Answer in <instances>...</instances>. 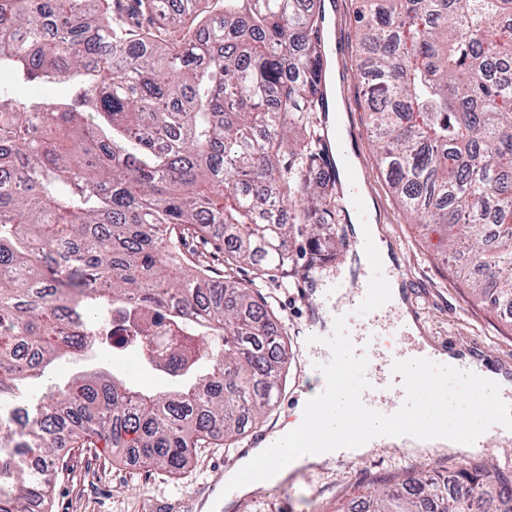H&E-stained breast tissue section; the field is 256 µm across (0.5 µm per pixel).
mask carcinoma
<instances>
[{"instance_id": "cac0c4a2", "label": "carcinoma", "mask_w": 512, "mask_h": 512, "mask_svg": "<svg viewBox=\"0 0 512 512\" xmlns=\"http://www.w3.org/2000/svg\"><path fill=\"white\" fill-rule=\"evenodd\" d=\"M0 0V70L68 82L69 100L0 86V512H48L61 449L179 473L233 444L285 385L288 349L261 289L188 258L191 231L257 279L336 259V175L320 171L324 15L312 0ZM358 75L380 170L453 273L512 326V0H361ZM181 24L173 39L155 19ZM110 332L168 375L160 393L92 369L31 403L26 383ZM463 495L420 472L350 512H512V484L466 468Z\"/></svg>"}]
</instances>
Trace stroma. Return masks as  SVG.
<instances>
[{"label": "stroma", "instance_id": "35a3bbf8", "mask_svg": "<svg viewBox=\"0 0 512 512\" xmlns=\"http://www.w3.org/2000/svg\"><path fill=\"white\" fill-rule=\"evenodd\" d=\"M356 0H332L326 9L325 45L328 49L329 80L333 105H347L345 126L348 151L364 172L363 180L373 200L383 238L408 280L409 303L418 312L417 324L433 346L454 344L457 349L479 348V357L497 371L512 370V328L499 313L475 300L440 259L438 236L407 217L401 202L391 192L372 152L368 135L367 107L356 74L359 30ZM277 324L289 336H301L316 322V311L304 299L307 277H270L261 282ZM362 334L374 337L368 365L378 387L376 399L383 403L401 397L400 381L393 377L384 358L386 352L403 355L414 340L391 333L384 317L359 319ZM100 368L123 376L149 389H163L166 377L144 364L136 354L113 357L105 345L97 344L74 360L54 366L50 380H35L29 395L38 398L48 381H61L70 374ZM223 448L202 449L191 466L178 475L151 471L131 460H117L106 445L93 454L70 451L62 472L49 476L51 512H336L350 497L365 493L374 481L429 469L453 472L460 465L486 466L495 479L512 480V438L490 437L483 448L463 455L451 448L429 450L382 447L373 453L341 460L331 467L309 466L290 471L283 484L253 491L217 509L196 492L199 484L213 480L215 469L225 460Z\"/></svg>", "mask_w": 512, "mask_h": 512}]
</instances>
